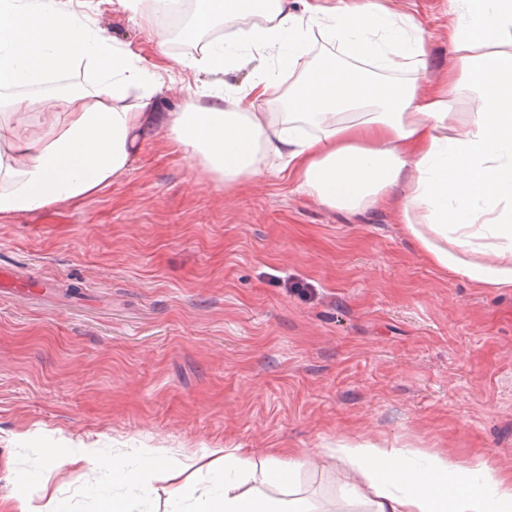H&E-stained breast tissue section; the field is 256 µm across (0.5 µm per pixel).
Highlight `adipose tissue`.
Instances as JSON below:
<instances>
[{"label":"adipose tissue","instance_id":"adipose-tissue-1","mask_svg":"<svg viewBox=\"0 0 512 512\" xmlns=\"http://www.w3.org/2000/svg\"><path fill=\"white\" fill-rule=\"evenodd\" d=\"M265 22L216 41L191 61L227 72L242 51L287 58V74H261L241 92L204 90V103L158 112L164 82L129 62L104 30L91 29L67 0H0V223L109 186L132 167L155 128L218 176L225 187L288 172L302 194L350 212L395 208L406 234L441 272L477 288L512 289V0H452L461 22L448 33L460 68L426 85L391 84L381 70L427 67V41L410 16L379 0H266ZM367 62L364 71L308 58L312 33ZM85 64L96 89L69 83L43 97L35 122L12 117L9 90L39 87ZM480 106L460 121L462 88ZM281 101L282 112L264 111ZM219 469L206 512H310L243 489L249 461L235 448L212 449ZM115 462L113 479L151 488L170 477L159 449ZM337 460L360 485L346 498L368 512H512V482L490 463L459 465L437 453L341 445Z\"/></svg>","mask_w":512,"mask_h":512}]
</instances>
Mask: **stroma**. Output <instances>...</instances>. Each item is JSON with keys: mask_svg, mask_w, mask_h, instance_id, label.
I'll return each mask as SVG.
<instances>
[{"mask_svg": "<svg viewBox=\"0 0 512 512\" xmlns=\"http://www.w3.org/2000/svg\"><path fill=\"white\" fill-rule=\"evenodd\" d=\"M86 2L73 7L172 78L160 111L200 102L214 77L170 29ZM384 2L428 38L404 81L457 69L448 0ZM0 270L21 282L0 288V512L17 483L66 512H97L103 493L176 512L172 485L209 487L213 448L244 449L267 495L283 490L266 459L294 463L314 512L342 499L339 443L483 458L512 479V291L434 269L391 209H330L285 175L225 190L159 130L99 193L0 223ZM82 448L199 463L146 492L64 463Z\"/></svg>", "mask_w": 512, "mask_h": 512, "instance_id": "35a3bbf8", "label": "stroma"}]
</instances>
